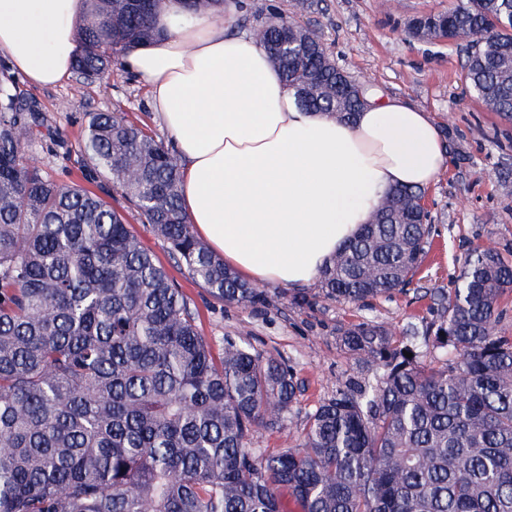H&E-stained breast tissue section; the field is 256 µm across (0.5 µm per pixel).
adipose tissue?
<instances>
[{"instance_id": "ef3b65f1", "label": "adipose tissue", "mask_w": 512, "mask_h": 512, "mask_svg": "<svg viewBox=\"0 0 512 512\" xmlns=\"http://www.w3.org/2000/svg\"><path fill=\"white\" fill-rule=\"evenodd\" d=\"M82 0H0V54L29 82L71 71ZM236 4L190 14L166 0L161 31L124 65L150 91L155 118L183 164L182 206L195 234L243 278L310 286L385 193L433 184L448 164L428 112L376 95L344 123L307 112Z\"/></svg>"}]
</instances>
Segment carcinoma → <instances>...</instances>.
Listing matches in <instances>:
<instances>
[{"label":"carcinoma","instance_id":"1","mask_svg":"<svg viewBox=\"0 0 512 512\" xmlns=\"http://www.w3.org/2000/svg\"><path fill=\"white\" fill-rule=\"evenodd\" d=\"M72 66L92 83L157 36L165 0H86ZM262 44L308 112L351 121L371 85L336 66L318 33L280 16ZM419 39L467 42L469 90L512 118V0H450L415 17ZM41 122L0 72V512H512V335L500 300L512 259L493 246L434 292L432 321L338 330L355 373L306 415L301 443L254 446L293 422L290 361L241 336L219 350L187 297L112 205L24 161ZM80 150L196 282L241 307L265 290L194 234L180 163L119 112L89 114ZM421 190L388 192L322 271L318 296L362 303L413 283L431 243ZM409 352L408 358L404 352Z\"/></svg>","mask_w":512,"mask_h":512}]
</instances>
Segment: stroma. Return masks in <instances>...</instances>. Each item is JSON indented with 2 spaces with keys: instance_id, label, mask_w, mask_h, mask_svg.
Returning <instances> with one entry per match:
<instances>
[{
  "instance_id": "1",
  "label": "stroma",
  "mask_w": 512,
  "mask_h": 512,
  "mask_svg": "<svg viewBox=\"0 0 512 512\" xmlns=\"http://www.w3.org/2000/svg\"><path fill=\"white\" fill-rule=\"evenodd\" d=\"M239 30L252 32L277 13L315 29L337 66L371 84L374 93L400 97L430 112L445 133L448 166L426 188L434 233L431 248L413 284L404 292L358 306L318 298L306 306L288 304V289L271 285L273 305L241 307L215 299L172 258L167 244L105 179H90L79 142L92 112L121 110L161 141L168 134L153 118L147 88L124 65L113 66L102 79L77 84L67 78L52 87L18 84L36 105L44 125L35 132L25 154L42 174L57 183H77L124 211L131 230L188 298L198 326L213 346L225 337L246 333L253 347L266 355L289 358L300 390L290 433L260 432L255 445L274 452L303 438L305 417L335 391L354 368V361L336 338V330L361 321L388 324L395 332L420 324L433 310L432 288H451L465 256L491 245L512 255V119L483 111L464 79L466 44L420 40L410 21L440 12L448 0H321L306 9L303 0H237Z\"/></svg>"
}]
</instances>
